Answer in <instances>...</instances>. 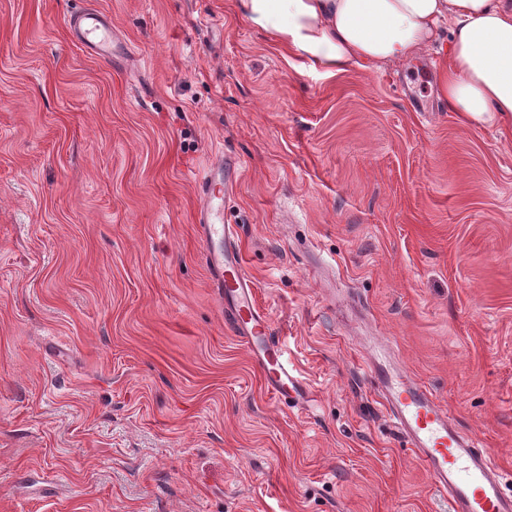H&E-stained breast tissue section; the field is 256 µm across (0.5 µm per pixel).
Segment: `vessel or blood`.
I'll return each instance as SVG.
<instances>
[{
    "instance_id": "1",
    "label": "vessel or blood",
    "mask_w": 512,
    "mask_h": 512,
    "mask_svg": "<svg viewBox=\"0 0 512 512\" xmlns=\"http://www.w3.org/2000/svg\"><path fill=\"white\" fill-rule=\"evenodd\" d=\"M73 39L102 58H111L115 36L95 10L66 20ZM233 164H216L197 177L203 204L197 213L207 245L212 285L224 303V318L244 338L264 371L268 391L279 400L307 405L312 397L294 365L270 334L268 312L255 298L242 271L243 259L231 225L224 222V198L236 182ZM370 371L388 416L431 478L447 512H512V491L480 441L462 433L435 396L390 354L372 356Z\"/></svg>"
}]
</instances>
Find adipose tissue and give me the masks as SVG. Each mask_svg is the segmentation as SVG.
<instances>
[{
	"mask_svg": "<svg viewBox=\"0 0 512 512\" xmlns=\"http://www.w3.org/2000/svg\"><path fill=\"white\" fill-rule=\"evenodd\" d=\"M288 59L335 75L427 59L437 98L512 117V0H234Z\"/></svg>",
	"mask_w": 512,
	"mask_h": 512,
	"instance_id": "obj_1",
	"label": "adipose tissue"
}]
</instances>
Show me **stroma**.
<instances>
[{
	"mask_svg": "<svg viewBox=\"0 0 512 512\" xmlns=\"http://www.w3.org/2000/svg\"><path fill=\"white\" fill-rule=\"evenodd\" d=\"M89 8L112 60L70 38ZM432 80L299 67L226 0H0V512H437L382 343L512 489V120ZM219 160L310 406L211 286L189 170Z\"/></svg>",
	"mask_w": 512,
	"mask_h": 512,
	"instance_id": "1",
	"label": "stroma"
}]
</instances>
